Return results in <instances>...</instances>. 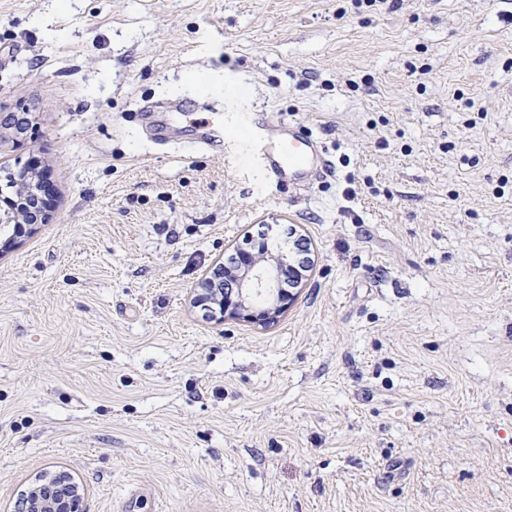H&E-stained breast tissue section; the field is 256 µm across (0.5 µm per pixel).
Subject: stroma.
I'll use <instances>...</instances> for the list:
<instances>
[{
  "label": "stroma",
  "mask_w": 512,
  "mask_h": 512,
  "mask_svg": "<svg viewBox=\"0 0 512 512\" xmlns=\"http://www.w3.org/2000/svg\"><path fill=\"white\" fill-rule=\"evenodd\" d=\"M312 130L303 192L142 106ZM0 512H512V0H0ZM306 241L265 325L202 279ZM16 192L19 199L26 202V206L16 209L8 205L7 209H0L1 224H39L46 220L45 204L41 197L40 183L28 171H21L15 177ZM42 494L37 492L32 504L34 512H80L79 493L73 482L62 480L60 476L45 481L40 486ZM45 496V498H43Z\"/></svg>",
  "instance_id": "35a3bbf8"
}]
</instances>
